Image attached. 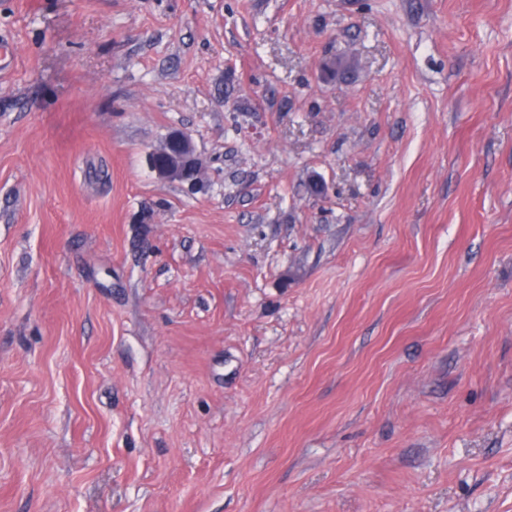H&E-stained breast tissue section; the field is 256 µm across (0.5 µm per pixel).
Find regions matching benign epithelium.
<instances>
[{
    "label": "benign epithelium",
    "mask_w": 512,
    "mask_h": 512,
    "mask_svg": "<svg viewBox=\"0 0 512 512\" xmlns=\"http://www.w3.org/2000/svg\"><path fill=\"white\" fill-rule=\"evenodd\" d=\"M148 164L152 172L162 180L178 181L187 179L195 182L196 176L203 175L204 160L197 153L189 134L175 131L148 155Z\"/></svg>",
    "instance_id": "benign-epithelium-1"
}]
</instances>
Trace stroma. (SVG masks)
Listing matches in <instances>:
<instances>
[{"label":"stroma","instance_id":"stroma-1","mask_svg":"<svg viewBox=\"0 0 512 512\" xmlns=\"http://www.w3.org/2000/svg\"><path fill=\"white\" fill-rule=\"evenodd\" d=\"M0 39V512H512V0H0ZM172 143L178 144L181 148V154L173 157L174 163L161 164L156 161V158L162 155ZM148 164L159 179L166 181L185 179L189 180V186L197 180L198 175L202 178L205 169L204 160L197 153L191 136L181 131L170 133L165 141L153 148L148 155ZM190 174L193 175L192 179H188Z\"/></svg>","mask_w":512,"mask_h":512}]
</instances>
